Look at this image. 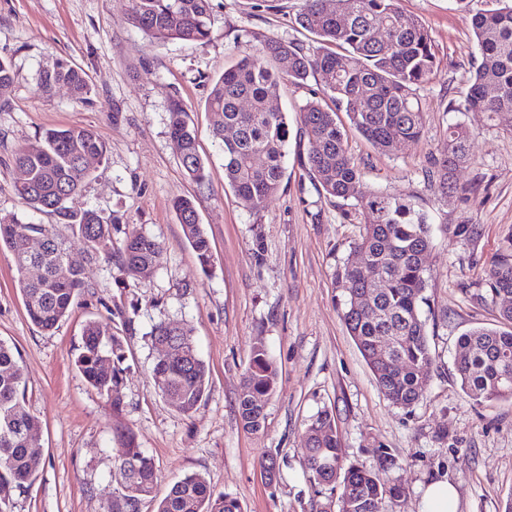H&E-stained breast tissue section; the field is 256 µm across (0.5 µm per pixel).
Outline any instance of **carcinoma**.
I'll return each instance as SVG.
<instances>
[{"label": "carcinoma", "mask_w": 512, "mask_h": 512, "mask_svg": "<svg viewBox=\"0 0 512 512\" xmlns=\"http://www.w3.org/2000/svg\"><path fill=\"white\" fill-rule=\"evenodd\" d=\"M472 17L479 49L467 93L448 103L452 112H486L489 117L512 112V0ZM212 0H131L127 20L162 42H204L210 36ZM315 46L304 52L274 37L242 56L211 81L205 110L224 153V183L241 204L261 210L280 190L289 139L286 113L270 108L281 82L301 85L312 77L318 91L300 107L301 132L306 140V165L328 197H359L362 170L350 151L356 133L380 153L392 152L401 141H413L423 129L418 95L438 66L428 29L415 16L402 11L398 0H340V12L327 9L326 0H302L296 16ZM14 81L11 62L0 58V98ZM68 86L78 99L90 93L82 70L59 61L40 72L38 88L50 94ZM249 108L243 109L242 102ZM169 134L181 163L197 183L209 178L198 152L196 137L178 99L170 104ZM472 131L461 123L448 127L443 147L425 170L429 180L448 189L450 174L465 162ZM107 148L91 128L49 129L41 141L16 157L26 168L27 181L15 186L17 196L35 212L53 216L80 238L87 258L117 259L120 268L135 275L163 259V246L154 237L133 232L114 247L112 214L81 202L89 177L81 158L102 159ZM183 235L203 269L212 266L208 239L194 201L173 203ZM355 251L368 266L346 261L336 279L350 282L346 289L343 320L348 334L370 368L379 390L394 406L408 409L423 396V371L432 362L421 306L425 258L432 248L430 224L414 205L384 193L369 197ZM69 237L45 224H20L13 214H0V249L13 259L17 283L30 321L52 331L72 312L78 292L85 288L81 262L71 257ZM36 263L42 276L26 278L25 268ZM486 295L512 297V240L485 272ZM161 323L150 334L157 346L174 343L173 353L159 357L152 369L153 385L169 405L182 414L193 412L208 391V371L197 353L189 329ZM382 336L393 337L383 348ZM125 353L121 338L106 333L96 320L83 328L75 366L112 408L122 402L117 389L123 380ZM109 369H104L103 365ZM455 369L465 395L476 401L512 399V331L479 327L458 341ZM277 369L261 344L252 348L238 396L240 424L258 431L265 421V405L276 387ZM40 421L25 406L23 367L13 349L0 341V486L22 489L41 467V455L28 442ZM324 436L307 444L305 467L314 487L340 489L339 512H384L385 504L403 494L397 484L381 480L379 471L396 465L385 448L377 449V468L345 463L340 451L334 416L325 411L308 427ZM112 479L123 487L109 512H244L239 501L214 494L206 478L188 474L175 482L162 499L155 495L157 468L135 444L132 432L122 433L115 449Z\"/></svg>", "instance_id": "cac0c4a2"}]
</instances>
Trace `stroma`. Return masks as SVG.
<instances>
[{"label": "stroma", "instance_id": "1", "mask_svg": "<svg viewBox=\"0 0 512 512\" xmlns=\"http://www.w3.org/2000/svg\"><path fill=\"white\" fill-rule=\"evenodd\" d=\"M207 42L162 43L127 23L130 0H0V58L11 62L14 82L0 99V211L22 223L53 225L32 213L15 193L16 155L49 128L88 127L107 147L91 164L83 200L111 213L114 243L134 231L160 240V266L129 276L118 264L84 260L86 286L73 311L45 333L26 315L8 251H0V340L24 367L26 408L41 427L43 466L27 488L12 493L14 512H106L115 495L111 479L114 437L130 429L159 472L157 497L191 473L205 476L218 494L236 498L244 512H338V494L314 493L306 474L307 428L318 412H332L346 461L375 467L374 450L390 448L397 464L382 472L404 488L386 512H419L422 490L448 477L457 512H506L512 503V399L476 402L454 370L458 338L494 327L512 300L485 301L486 267L512 235V114L452 112L448 102L467 91L479 58L474 14L495 0H400L420 19L439 65L419 92L424 126L418 140L390 154L352 135L362 169L361 192L410 200L425 214L433 240L427 258L422 317L433 361L420 402L393 406L349 336L342 319L345 290L335 272L366 221L360 201L327 197L306 167L299 107L316 88L282 84L273 108L290 129L281 189L253 212L224 183V154L204 109L211 78L260 43L276 37L307 49L310 35L295 22L300 0H212ZM61 59L81 68L88 99L58 86L37 87L40 71ZM179 97L195 131L210 177L186 174L169 135V104ZM474 133L469 159L453 173L454 191L441 192L424 173L443 146L449 125ZM194 200L209 240L213 268L203 271L172 209L175 198ZM477 224L473 242L457 236ZM100 321L121 337L127 370L123 404L112 409L74 366L87 321ZM191 330L209 371V390L191 414L175 411L154 389L158 351L148 334L160 322ZM262 343L277 371L265 426L242 429L237 396L251 348ZM276 458L275 479L260 466Z\"/></svg>", "mask_w": 512, "mask_h": 512}]
</instances>
